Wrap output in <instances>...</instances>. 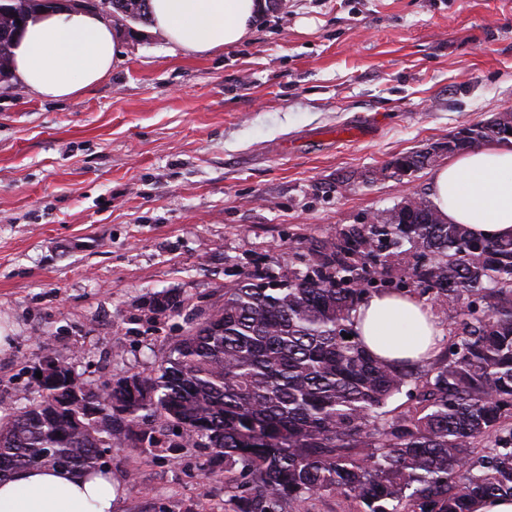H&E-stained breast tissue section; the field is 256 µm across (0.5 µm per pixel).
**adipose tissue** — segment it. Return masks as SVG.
Segmentation results:
<instances>
[{
	"mask_svg": "<svg viewBox=\"0 0 512 512\" xmlns=\"http://www.w3.org/2000/svg\"><path fill=\"white\" fill-rule=\"evenodd\" d=\"M153 31L202 56L249 40L263 0H148ZM120 59L110 24L80 7L48 10L26 25L14 49L17 82L42 99H64L105 80ZM431 200L452 224L487 237L512 236V139L452 158L432 174ZM365 347L380 359L418 360L438 329L414 297L374 294L353 313ZM111 477L30 467L0 481V512H115Z\"/></svg>",
	"mask_w": 512,
	"mask_h": 512,
	"instance_id": "ef3b65f1",
	"label": "adipose tissue"
}]
</instances>
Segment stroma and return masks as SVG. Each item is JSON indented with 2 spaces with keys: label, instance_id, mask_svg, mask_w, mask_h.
Returning <instances> with one entry per match:
<instances>
[{
  "label": "stroma",
  "instance_id": "1",
  "mask_svg": "<svg viewBox=\"0 0 512 512\" xmlns=\"http://www.w3.org/2000/svg\"><path fill=\"white\" fill-rule=\"evenodd\" d=\"M121 59L48 101L0 83V390L45 354L78 380L157 369L242 273L430 195L460 128L512 110V0H266L251 42L191 57L119 13ZM430 151V166L395 172ZM179 295L162 319L145 304ZM201 448L113 449L119 512H239Z\"/></svg>",
  "mask_w": 512,
  "mask_h": 512
}]
</instances>
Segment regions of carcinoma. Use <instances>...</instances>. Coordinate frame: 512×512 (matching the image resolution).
<instances>
[{
  "mask_svg": "<svg viewBox=\"0 0 512 512\" xmlns=\"http://www.w3.org/2000/svg\"><path fill=\"white\" fill-rule=\"evenodd\" d=\"M50 4L0 0V82L20 23ZM100 4L146 18V0ZM510 129L511 112L470 124L448 136V153ZM430 162L415 152L393 166ZM380 291L430 301L448 322L439 354L386 364L367 352L352 312ZM174 308L164 293L148 311ZM51 363L38 397L0 416V479L27 467L104 473L115 447L156 457L191 445L246 488L249 512L319 494L364 512H474L512 497V238L450 224L418 194L318 241L302 272L244 274L155 372L92 389L65 358ZM402 394L404 409L389 408Z\"/></svg>",
  "mask_w": 512,
  "mask_h": 512,
  "instance_id": "1",
  "label": "carcinoma"
}]
</instances>
